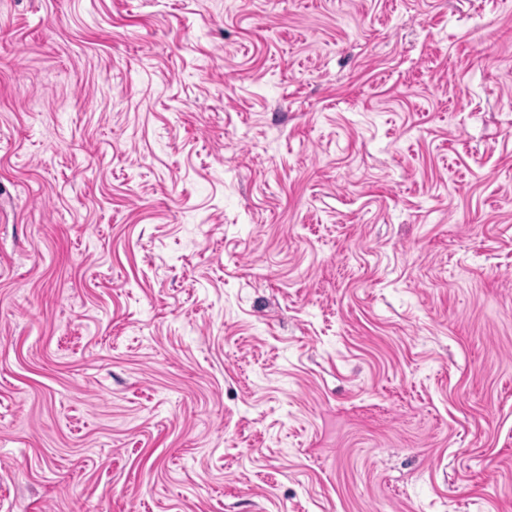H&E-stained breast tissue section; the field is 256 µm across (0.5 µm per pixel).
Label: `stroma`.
I'll return each instance as SVG.
<instances>
[{"label":"stroma","instance_id":"35a3bbf8","mask_svg":"<svg viewBox=\"0 0 512 512\" xmlns=\"http://www.w3.org/2000/svg\"><path fill=\"white\" fill-rule=\"evenodd\" d=\"M0 512H512V0H0Z\"/></svg>","mask_w":512,"mask_h":512}]
</instances>
